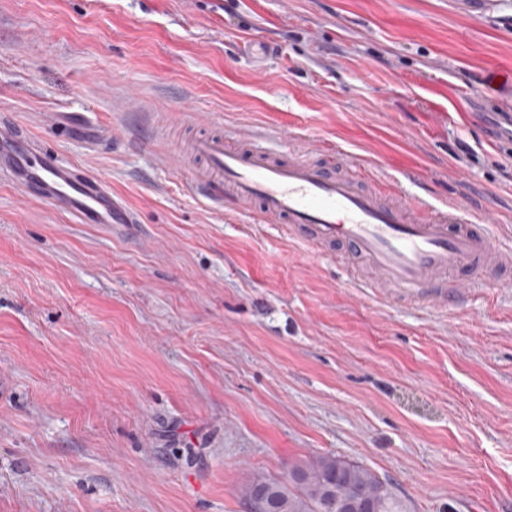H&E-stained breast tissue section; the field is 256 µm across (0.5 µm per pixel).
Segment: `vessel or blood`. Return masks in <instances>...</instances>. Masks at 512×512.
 I'll list each match as a JSON object with an SVG mask.
<instances>
[{
  "instance_id": "1",
  "label": "vessel or blood",
  "mask_w": 512,
  "mask_h": 512,
  "mask_svg": "<svg viewBox=\"0 0 512 512\" xmlns=\"http://www.w3.org/2000/svg\"><path fill=\"white\" fill-rule=\"evenodd\" d=\"M44 123L86 136L93 151L112 139L111 128L93 112H54ZM188 153L199 163L200 185L223 191L238 208L255 211L260 223L318 254L337 249L357 287L381 299L445 310L474 276L512 269V247L498 241L491 214L473 218L459 204L405 196L391 201L389 188L369 187V175L357 164L331 172L212 133L194 136ZM0 177L77 224L136 221L105 180L60 163L50 146L8 116L0 117Z\"/></svg>"
}]
</instances>
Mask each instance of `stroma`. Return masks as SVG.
I'll list each match as a JSON object with an SVG mask.
<instances>
[{
    "label": "stroma",
    "mask_w": 512,
    "mask_h": 512,
    "mask_svg": "<svg viewBox=\"0 0 512 512\" xmlns=\"http://www.w3.org/2000/svg\"><path fill=\"white\" fill-rule=\"evenodd\" d=\"M0 0V112L134 224L0 179V512H247L324 455L408 512H512V287L425 310L195 190L180 146L251 138L512 245V0ZM271 50L253 62L248 44ZM43 112H96L92 152Z\"/></svg>",
    "instance_id": "1"
}]
</instances>
